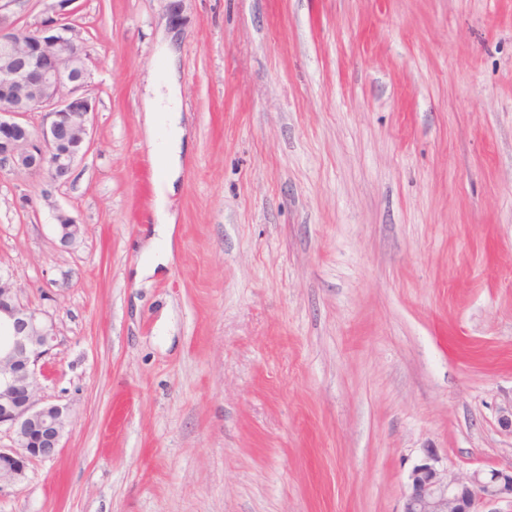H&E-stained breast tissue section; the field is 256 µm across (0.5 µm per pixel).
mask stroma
Returning <instances> with one entry per match:
<instances>
[{
	"label": "stroma",
	"instance_id": "stroma-1",
	"mask_svg": "<svg viewBox=\"0 0 512 512\" xmlns=\"http://www.w3.org/2000/svg\"><path fill=\"white\" fill-rule=\"evenodd\" d=\"M68 9L91 145L63 181L0 164V273L77 414L0 512H400L426 449L512 466V0ZM166 33L185 149L140 281Z\"/></svg>",
	"mask_w": 512,
	"mask_h": 512
}]
</instances>
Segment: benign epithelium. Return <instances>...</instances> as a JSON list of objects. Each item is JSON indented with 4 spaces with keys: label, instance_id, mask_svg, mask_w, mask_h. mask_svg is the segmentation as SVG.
<instances>
[{
    "label": "benign epithelium",
    "instance_id": "obj_1",
    "mask_svg": "<svg viewBox=\"0 0 512 512\" xmlns=\"http://www.w3.org/2000/svg\"><path fill=\"white\" fill-rule=\"evenodd\" d=\"M57 2L23 37L0 15V46L11 55L0 67V163L61 180L86 153L93 105L80 93L89 72L65 11L72 0ZM38 112L44 118L36 130L27 117ZM56 231L71 245L79 227L61 212ZM52 339V328L19 301L13 275L1 274L0 428L12 445H0V486L23 481L31 462L53 458L74 418L72 406L37 395ZM437 463L429 450L412 468L401 512H512V466L450 476Z\"/></svg>",
    "mask_w": 512,
    "mask_h": 512
}]
</instances>
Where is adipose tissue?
Listing matches in <instances>:
<instances>
[{"mask_svg":"<svg viewBox=\"0 0 512 512\" xmlns=\"http://www.w3.org/2000/svg\"><path fill=\"white\" fill-rule=\"evenodd\" d=\"M145 125L151 151L155 155L163 177L157 187L156 224L154 235L145 248V259L140 267L144 276L156 274L167 262L165 254L159 252L160 242L172 235L174 217L168 209V195L174 192L181 176V152L184 131L181 127L179 98L173 82H158L149 79L146 88Z\"/></svg>","mask_w":512,"mask_h":512,"instance_id":"adipose-tissue-1","label":"adipose tissue"}]
</instances>
